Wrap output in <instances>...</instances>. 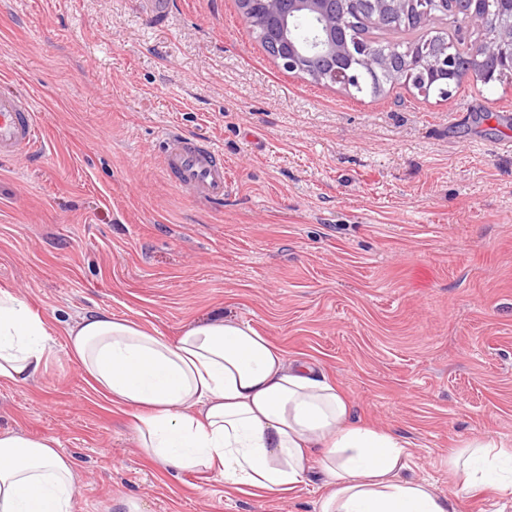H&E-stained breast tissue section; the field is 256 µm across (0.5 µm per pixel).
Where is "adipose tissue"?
Here are the masks:
<instances>
[{
    "label": "adipose tissue",
    "mask_w": 512,
    "mask_h": 512,
    "mask_svg": "<svg viewBox=\"0 0 512 512\" xmlns=\"http://www.w3.org/2000/svg\"><path fill=\"white\" fill-rule=\"evenodd\" d=\"M50 339L41 314L0 283V385L31 383ZM65 344L164 469L287 494L316 468L329 488L318 512H457L427 480L406 477V441L361 425L325 376L247 324L216 315L170 340L103 310L68 325ZM451 473L458 491L512 499V450L496 440L474 444ZM74 491L57 441L0 430V512H71Z\"/></svg>",
    "instance_id": "1"
}]
</instances>
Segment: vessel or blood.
Instances as JSON below:
<instances>
[{
  "mask_svg": "<svg viewBox=\"0 0 512 512\" xmlns=\"http://www.w3.org/2000/svg\"><path fill=\"white\" fill-rule=\"evenodd\" d=\"M41 141V122L29 95L0 93V157L33 152ZM163 171L194 197L219 205L224 200V156L182 133L166 136L161 148Z\"/></svg>",
  "mask_w": 512,
  "mask_h": 512,
  "instance_id": "obj_1",
  "label": "vessel or blood"
}]
</instances>
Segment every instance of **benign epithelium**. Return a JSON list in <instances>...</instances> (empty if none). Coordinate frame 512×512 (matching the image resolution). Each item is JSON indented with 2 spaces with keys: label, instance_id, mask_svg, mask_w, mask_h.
<instances>
[{
  "label": "benign epithelium",
  "instance_id": "7a95c632",
  "mask_svg": "<svg viewBox=\"0 0 512 512\" xmlns=\"http://www.w3.org/2000/svg\"><path fill=\"white\" fill-rule=\"evenodd\" d=\"M359 2L365 4L367 22L376 25L398 18L416 19L427 35L434 31L436 14L448 17L450 24L465 22L481 33L484 50L502 66L489 69L482 58H469L468 67L484 83H492L512 74V0H490L491 8L481 11L477 0H237L241 16L258 30L260 42L279 66L288 72L302 73L317 83H330L349 90L354 63H365L375 88L387 77L390 53L368 42L348 38L345 28H336V17ZM447 40L436 51L410 47L399 52L401 73L426 72L429 78L415 85L423 96L434 84L441 95L456 75V60L448 51ZM324 61L321 70L308 63Z\"/></svg>",
  "mask_w": 512,
  "mask_h": 512
}]
</instances>
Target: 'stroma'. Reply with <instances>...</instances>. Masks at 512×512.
<instances>
[{"label": "stroma", "instance_id": "stroma-1", "mask_svg": "<svg viewBox=\"0 0 512 512\" xmlns=\"http://www.w3.org/2000/svg\"><path fill=\"white\" fill-rule=\"evenodd\" d=\"M32 94L43 144L0 160V283L49 324L42 373L0 386V430L52 438L72 512H317L162 469L68 355L100 309L176 339L222 315L313 364L358 422L409 443V476L458 512L449 456L512 448V76L448 98H353L283 70L236 0H0V90ZM224 155L215 206L162 172L165 134Z\"/></svg>", "mask_w": 512, "mask_h": 512}]
</instances>
